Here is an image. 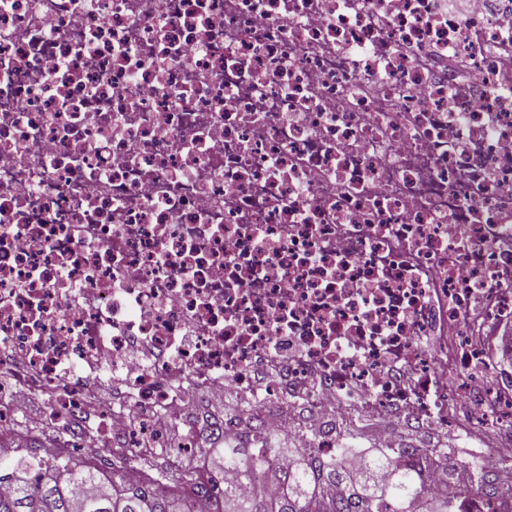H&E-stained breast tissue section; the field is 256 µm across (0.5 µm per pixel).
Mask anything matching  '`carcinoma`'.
<instances>
[{"label": "carcinoma", "instance_id": "cac0c4a2", "mask_svg": "<svg viewBox=\"0 0 512 512\" xmlns=\"http://www.w3.org/2000/svg\"><path fill=\"white\" fill-rule=\"evenodd\" d=\"M349 448L351 443L344 439L334 459L322 458L312 448L294 455L275 437L262 433L259 415L253 412L237 442L197 451L217 474L226 468L238 470L246 479L256 472L269 473L271 489L245 496L219 479L204 482L200 471L170 462L161 450L121 451L124 461L140 473L138 481L129 483L123 472L108 476L47 454L36 460L39 471L33 476L22 475L27 465L0 463V481L14 483L11 492L0 494V512H415L429 480L430 464L423 449L397 442L354 478L345 464ZM432 454L453 465L446 491L425 502L426 512H451V499L458 494L512 499V487L500 486L470 460H456L453 446L442 444ZM280 457L290 460L284 470L275 467ZM82 483L92 485V490L73 494V486ZM330 485L341 487V494L326 496Z\"/></svg>", "mask_w": 512, "mask_h": 512}]
</instances>
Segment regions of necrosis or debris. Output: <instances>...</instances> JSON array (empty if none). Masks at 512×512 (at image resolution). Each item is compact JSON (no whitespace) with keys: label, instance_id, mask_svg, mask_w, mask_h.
<instances>
[{"label":"necrosis or debris","instance_id":"4bbe7bcc","mask_svg":"<svg viewBox=\"0 0 512 512\" xmlns=\"http://www.w3.org/2000/svg\"><path fill=\"white\" fill-rule=\"evenodd\" d=\"M467 2L0 0V433L19 385L152 450L221 389L512 472V0Z\"/></svg>","mask_w":512,"mask_h":512}]
</instances>
